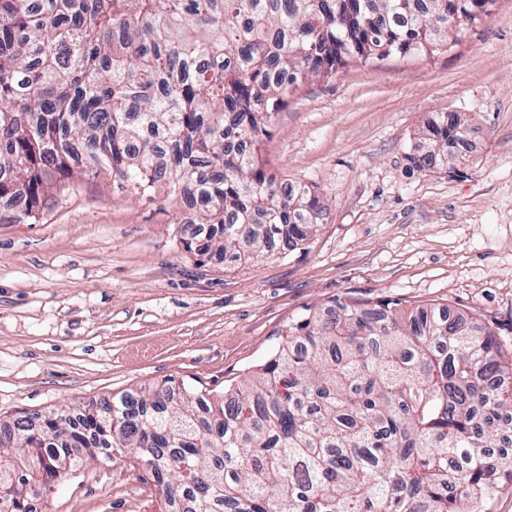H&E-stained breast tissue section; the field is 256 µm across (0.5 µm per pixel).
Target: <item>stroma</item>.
<instances>
[{
  "label": "stroma",
  "instance_id": "stroma-1",
  "mask_svg": "<svg viewBox=\"0 0 512 512\" xmlns=\"http://www.w3.org/2000/svg\"><path fill=\"white\" fill-rule=\"evenodd\" d=\"M442 112L471 127L469 167L411 156ZM269 173L313 187L326 222L306 249L199 259L166 189L81 181L36 223L0 208V417H35L173 378L220 393L265 363L289 323L333 299L445 306L512 351V0L448 52L351 62L273 116ZM43 512H165L123 453L83 463Z\"/></svg>",
  "mask_w": 512,
  "mask_h": 512
}]
</instances>
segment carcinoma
<instances>
[{
  "mask_svg": "<svg viewBox=\"0 0 512 512\" xmlns=\"http://www.w3.org/2000/svg\"><path fill=\"white\" fill-rule=\"evenodd\" d=\"M495 0H0V205L18 220L112 170L162 183L235 262L303 248L326 208L266 173L271 117L348 62L446 51ZM470 127L440 113L412 157L460 171ZM512 355L448 308L336 299L288 325L272 357L217 398L167 381L0 423V512L85 459L117 450L151 469L169 512H482L512 486L499 422Z\"/></svg>",
  "mask_w": 512,
  "mask_h": 512,
  "instance_id": "cac0c4a2",
  "label": "carcinoma"
}]
</instances>
